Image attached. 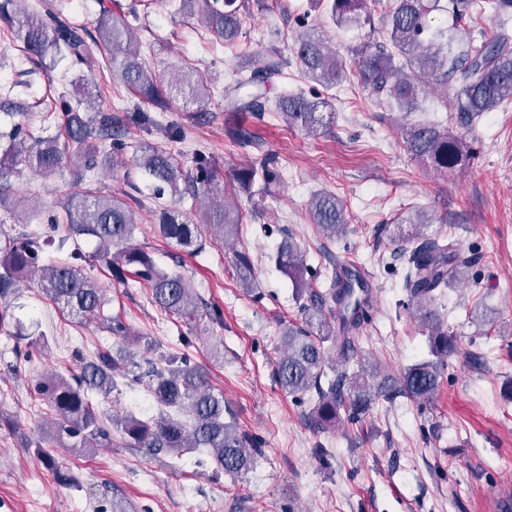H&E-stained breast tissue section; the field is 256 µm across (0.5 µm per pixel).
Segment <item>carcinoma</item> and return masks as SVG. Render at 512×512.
<instances>
[{"mask_svg":"<svg viewBox=\"0 0 512 512\" xmlns=\"http://www.w3.org/2000/svg\"><path fill=\"white\" fill-rule=\"evenodd\" d=\"M18 2L0 0V33L20 42L30 62L45 68L49 56L61 54L90 72H108L141 100L125 108L129 119L146 129L159 127L151 112L170 111V90L146 66L143 44L132 39L133 31L143 28L153 0H129L115 9L101 6L98 36L94 38L50 0H39V6L31 9L17 7ZM474 2L394 0L387 14L384 42L356 49L363 83L407 114L413 112L422 88L432 77L445 86L456 87L459 112L467 122L511 103L512 34L506 21L512 16V0H488L486 7L503 21L492 36L463 40L454 31L443 42L428 35L432 14L445 12L458 21L470 13ZM191 4L199 6L200 20L219 43L226 48L237 44L242 30L237 0H183V5ZM317 4L324 7L336 25L372 24L368 0H317ZM294 53L307 79L325 87L342 81L344 69L336 53L316 30L298 36ZM280 75L281 65L275 61L248 67L234 84L224 87V111L250 112L260 117L272 110L283 115L288 125L318 134L323 127V120L317 115L320 102L301 93L286 92L269 105L262 90ZM181 91L196 102L211 97L210 89L201 80L186 83ZM57 105L66 116L58 135L29 145L24 127L17 124L9 144L0 152V177L20 161L42 173L56 171L65 161L76 166L64 205L65 234L55 236L59 225L52 214L47 218L45 235L22 232L7 238L0 255V324L10 315L11 300L19 292L21 280L35 271L41 272V291L58 308L89 321L101 318L103 289L75 264L80 256H73L71 263L47 264L42 260L45 247L55 243L61 248L71 238L89 236L111 278L125 282L134 277L141 287L149 289L155 306L192 325L197 302L187 280L159 268L148 251L131 244L136 224L132 205L151 213L152 223L165 239L195 251L203 249L208 240L223 244L237 234L242 213L215 202V166L209 157L199 153L195 168L186 171L160 145L137 147L135 161L158 195L190 197L197 215L195 222L177 210L148 206L136 198L130 203L102 194L92 188L88 173L104 161L110 167L123 164L127 145L121 139V120L110 108L82 115L81 101L73 104L65 93L59 95ZM404 139L413 156L438 170H452L469 160L462 139L434 123L408 125ZM259 173L267 184L279 177L274 160L269 159L258 168L233 170L232 181L248 190ZM310 217L325 238L346 236V214L334 194H315L310 202ZM400 251L408 293L406 307L425 328L428 357L410 365L389 383L377 381L376 366L360 365L358 370L349 372L354 337L335 336L327 319L326 308L331 302L352 310L350 330L356 334L363 328L369 305L362 303L351 287L336 288L334 275L326 287H314L306 278L308 268L292 233H287L278 247L275 263L295 283L302 318L301 322H290L280 329L274 377L282 391L310 404L305 422L315 431L336 427L343 416L358 422L381 400L392 403L406 398L419 404L430 401L448 367V359L458 353L457 339L432 305L442 289L464 276L471 259L454 244L419 233L403 239ZM235 270L240 286L252 292L256 281L248 254H236ZM103 325L118 339L124 341L129 336V328L119 314L103 319ZM332 337L336 341L334 360L328 358L324 347ZM181 344L183 351L176 355L158 361L145 357L141 363L131 362L125 353L110 349L76 352L77 372L70 378L51 375L35 385L46 406L49 438L61 448L90 453L112 444V436L117 433L133 447L164 452L174 460L186 452L201 450L210 454L224 473L237 477L247 473L255 457L263 454L261 442L240 429L233 414L224 408V394L211 385L207 369L192 358L189 337H181ZM119 378L130 386L144 384L158 406V414L139 418L98 412L93 396L109 397ZM180 410L189 413L191 424L178 418L176 412ZM44 464L59 484L78 486L76 478L62 469L54 457L45 456Z\"/></svg>","mask_w":512,"mask_h":512,"instance_id":"carcinoma-1","label":"carcinoma"}]
</instances>
